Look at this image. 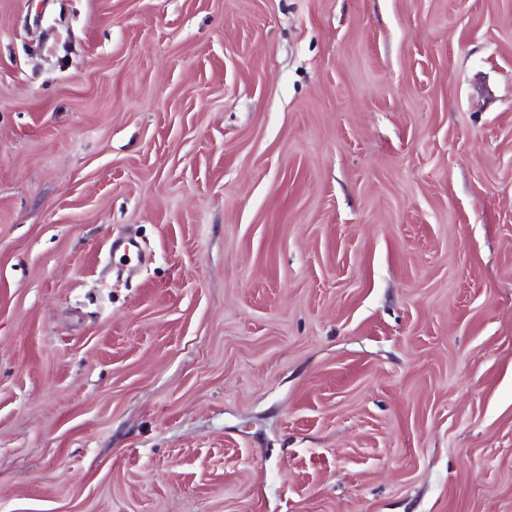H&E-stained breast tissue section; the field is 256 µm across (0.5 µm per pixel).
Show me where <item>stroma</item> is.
<instances>
[{"label":"stroma","instance_id":"stroma-1","mask_svg":"<svg viewBox=\"0 0 512 512\" xmlns=\"http://www.w3.org/2000/svg\"><path fill=\"white\" fill-rule=\"evenodd\" d=\"M0 512H512V0H0Z\"/></svg>","mask_w":512,"mask_h":512}]
</instances>
